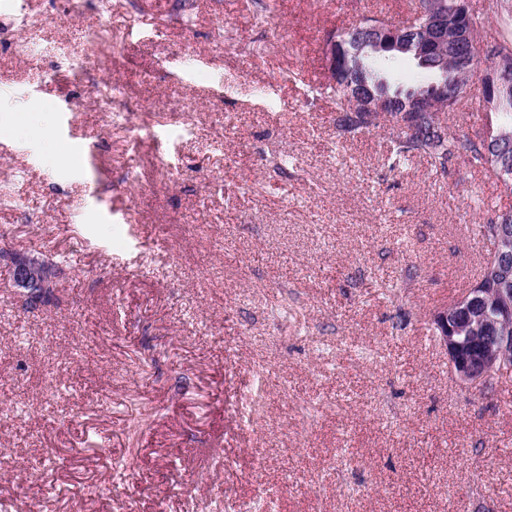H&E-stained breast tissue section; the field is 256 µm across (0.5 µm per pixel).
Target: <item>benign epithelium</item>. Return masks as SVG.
Listing matches in <instances>:
<instances>
[{
    "label": "benign epithelium",
    "instance_id": "obj_1",
    "mask_svg": "<svg viewBox=\"0 0 512 512\" xmlns=\"http://www.w3.org/2000/svg\"><path fill=\"white\" fill-rule=\"evenodd\" d=\"M455 28V39L462 45L476 46L480 41L478 31L472 23L453 25L452 17L444 10H434L427 15L420 35L412 38L401 28L386 29L375 22H366L358 28V34L350 45H329L328 56L333 71H344L351 63L362 65V59L382 51L395 55L410 56L423 62L425 55H442L441 45L448 39V29ZM387 82L380 79L374 83L364 80L349 86L348 96L354 109L360 112H400L399 126L407 129L420 121L422 114L436 111L438 100L448 97V84L435 85L432 98L419 95L406 99L391 95L386 90ZM512 93V59L500 56L488 72L487 89L483 94L486 106L497 108L501 96ZM17 287L27 291L32 298L45 293L42 275L28 261L18 262L14 268ZM509 288H470L451 304L441 307L434 315L433 323L440 345L448 354L453 378L459 386L471 390H484L491 381L512 371V336L501 332V327L512 322V307L494 303L498 296L507 297ZM471 329L478 333L474 337L478 347L466 350L462 347V332Z\"/></svg>",
    "mask_w": 512,
    "mask_h": 512
}]
</instances>
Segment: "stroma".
Listing matches in <instances>:
<instances>
[{"mask_svg": "<svg viewBox=\"0 0 512 512\" xmlns=\"http://www.w3.org/2000/svg\"><path fill=\"white\" fill-rule=\"evenodd\" d=\"M37 2L0 0V251L73 267L35 307L0 260V512H512V372L458 386L433 325L512 193L337 127L368 0Z\"/></svg>", "mask_w": 512, "mask_h": 512, "instance_id": "1", "label": "stroma"}]
</instances>
